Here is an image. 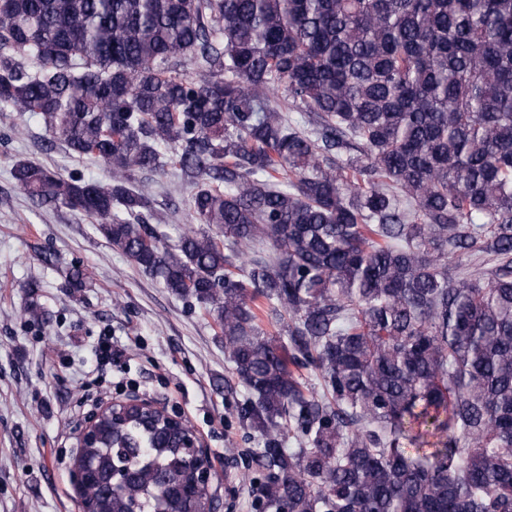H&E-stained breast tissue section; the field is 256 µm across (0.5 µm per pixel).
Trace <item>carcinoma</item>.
<instances>
[{
	"instance_id": "carcinoma-1",
	"label": "carcinoma",
	"mask_w": 512,
	"mask_h": 512,
	"mask_svg": "<svg viewBox=\"0 0 512 512\" xmlns=\"http://www.w3.org/2000/svg\"><path fill=\"white\" fill-rule=\"evenodd\" d=\"M0 112L109 170L18 160L34 204L219 327L256 512H512V0H0ZM179 444L102 416L93 512H213ZM148 177L152 179L151 184L156 194V208L168 218L167 231L172 242L182 233L184 225H188L185 202L188 199L189 189L178 181L174 170H170L167 175L152 173Z\"/></svg>"
}]
</instances>
